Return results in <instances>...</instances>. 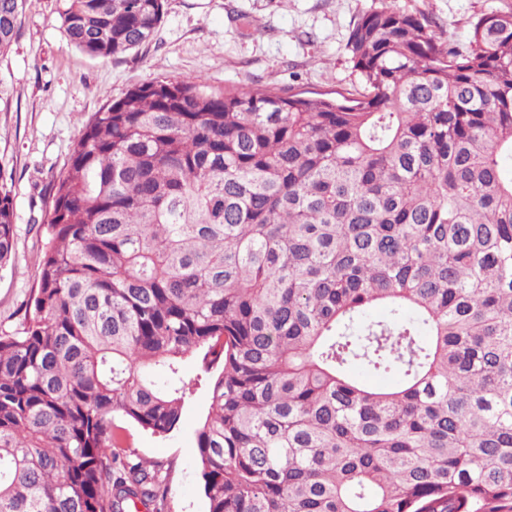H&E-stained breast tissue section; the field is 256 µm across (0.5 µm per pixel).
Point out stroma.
<instances>
[{
  "instance_id": "obj_1",
  "label": "stroma",
  "mask_w": 512,
  "mask_h": 512,
  "mask_svg": "<svg viewBox=\"0 0 512 512\" xmlns=\"http://www.w3.org/2000/svg\"><path fill=\"white\" fill-rule=\"evenodd\" d=\"M378 0H167L149 45L123 60L92 59L67 47L58 0H33L18 36L0 54V178L12 190L15 237L0 269V334L20 327L38 277L45 242L42 224L51 186L69 163L82 121L129 89L170 76L202 80L217 90L294 87L299 91L354 89L347 59L354 21ZM432 18L445 41L463 46L474 17L511 11L512 0H396ZM198 359L180 376L195 382L177 428L157 437L130 427L141 457L167 463V512H209L199 482L197 429L210 404Z\"/></svg>"
}]
</instances>
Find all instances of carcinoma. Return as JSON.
<instances>
[{"label": "carcinoma", "instance_id": "obj_1", "mask_svg": "<svg viewBox=\"0 0 512 512\" xmlns=\"http://www.w3.org/2000/svg\"><path fill=\"white\" fill-rule=\"evenodd\" d=\"M164 3L57 14L117 61ZM28 4L0 0L1 53ZM346 51L356 97L163 77L82 124L0 336V512H165L116 416L171 433L194 354L209 512H512V12L459 49L380 0ZM14 227L1 182L0 268Z\"/></svg>", "mask_w": 512, "mask_h": 512}]
</instances>
